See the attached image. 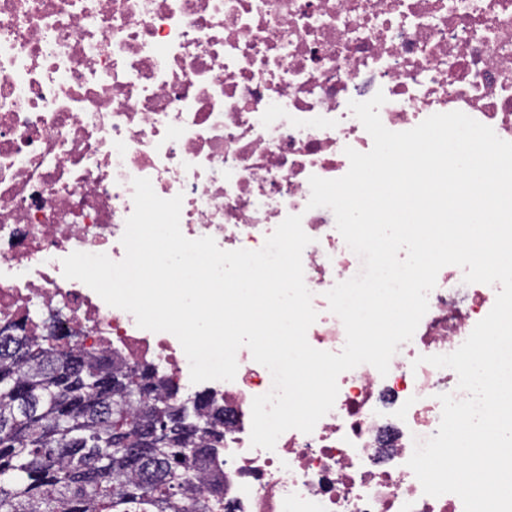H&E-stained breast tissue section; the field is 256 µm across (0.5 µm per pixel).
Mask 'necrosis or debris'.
Wrapping results in <instances>:
<instances>
[{
    "label": "necrosis or debris",
    "instance_id": "obj_1",
    "mask_svg": "<svg viewBox=\"0 0 512 512\" xmlns=\"http://www.w3.org/2000/svg\"><path fill=\"white\" fill-rule=\"evenodd\" d=\"M379 92L389 130L460 111L512 141V0H0V328L148 364L184 395L213 393L224 512H464L456 495H425L407 465L458 385L452 369L416 359L459 348L497 286L443 267L388 374L341 373L313 432L288 430L270 451L250 443L252 401L272 376L248 348L234 380L192 383L173 334L139 328L65 278L62 261L124 258L138 177L182 196L186 238L225 250L261 249L298 214L317 313L307 340L340 352L345 329L325 294L361 259L330 209L308 208V179L345 175V147L371 150L349 103Z\"/></svg>",
    "mask_w": 512,
    "mask_h": 512
}]
</instances>
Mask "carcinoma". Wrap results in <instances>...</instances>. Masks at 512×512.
Here are the masks:
<instances>
[{"label":"carcinoma","mask_w":512,"mask_h":512,"mask_svg":"<svg viewBox=\"0 0 512 512\" xmlns=\"http://www.w3.org/2000/svg\"><path fill=\"white\" fill-rule=\"evenodd\" d=\"M131 370L0 329V512H224L223 475L191 479L213 459L224 410L178 401L159 378L133 404Z\"/></svg>","instance_id":"cac0c4a2"}]
</instances>
